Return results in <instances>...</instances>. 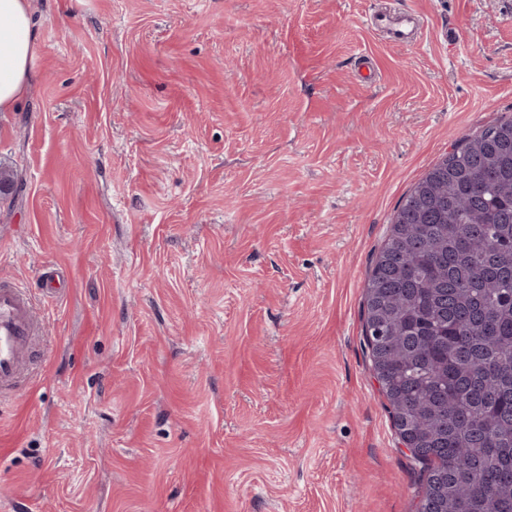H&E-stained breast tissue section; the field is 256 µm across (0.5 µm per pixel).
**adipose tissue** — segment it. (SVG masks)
Returning <instances> with one entry per match:
<instances>
[{
  "label": "adipose tissue",
  "mask_w": 512,
  "mask_h": 512,
  "mask_svg": "<svg viewBox=\"0 0 512 512\" xmlns=\"http://www.w3.org/2000/svg\"><path fill=\"white\" fill-rule=\"evenodd\" d=\"M0 112L13 111L36 53V22L30 0H0Z\"/></svg>",
  "instance_id": "ef3b65f1"
}]
</instances>
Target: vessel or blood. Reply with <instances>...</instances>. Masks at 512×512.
<instances>
[{
    "instance_id": "b4317fda",
    "label": "vessel or blood",
    "mask_w": 512,
    "mask_h": 512,
    "mask_svg": "<svg viewBox=\"0 0 512 512\" xmlns=\"http://www.w3.org/2000/svg\"><path fill=\"white\" fill-rule=\"evenodd\" d=\"M374 21L397 45L412 43L420 31V20L410 11L397 15L380 12ZM55 294V289L45 284L32 290L0 276V396L15 390L22 374L34 372V339L42 326L35 298Z\"/></svg>"
}]
</instances>
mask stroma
<instances>
[{
  "label": "stroma",
  "mask_w": 512,
  "mask_h": 512,
  "mask_svg": "<svg viewBox=\"0 0 512 512\" xmlns=\"http://www.w3.org/2000/svg\"><path fill=\"white\" fill-rule=\"evenodd\" d=\"M33 10L0 275L64 282L0 400V512H418L365 286L414 183L512 116V0ZM374 21L396 45L412 43L420 31V20L412 11H401L399 15L379 12L374 16Z\"/></svg>",
  "instance_id": "35a3bbf8"
}]
</instances>
